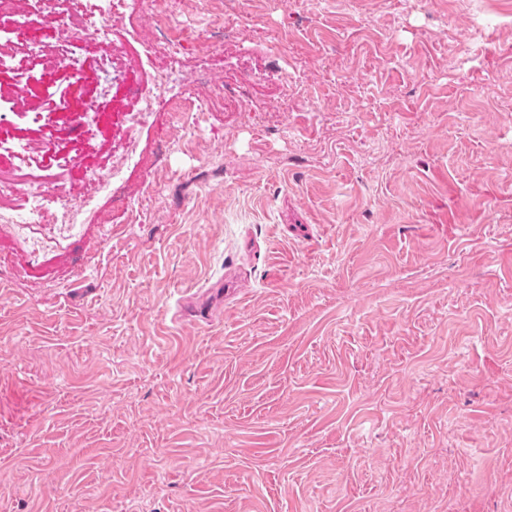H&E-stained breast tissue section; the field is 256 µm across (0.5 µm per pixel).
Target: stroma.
Returning <instances> with one entry per match:
<instances>
[{
	"label": "stroma",
	"instance_id": "stroma-1",
	"mask_svg": "<svg viewBox=\"0 0 512 512\" xmlns=\"http://www.w3.org/2000/svg\"><path fill=\"white\" fill-rule=\"evenodd\" d=\"M172 40L130 207L85 204ZM77 43L0 70V152L45 142L82 219L0 244V512H512V0H146Z\"/></svg>",
	"mask_w": 512,
	"mask_h": 512
}]
</instances>
